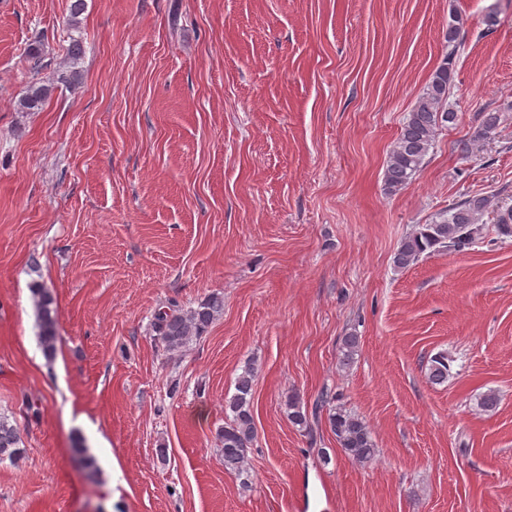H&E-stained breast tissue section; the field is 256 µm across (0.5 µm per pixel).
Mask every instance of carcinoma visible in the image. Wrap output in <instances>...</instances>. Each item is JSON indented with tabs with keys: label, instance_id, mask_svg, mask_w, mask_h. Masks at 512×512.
<instances>
[{
	"label": "carcinoma",
	"instance_id": "1",
	"mask_svg": "<svg viewBox=\"0 0 512 512\" xmlns=\"http://www.w3.org/2000/svg\"><path fill=\"white\" fill-rule=\"evenodd\" d=\"M462 19L452 16L448 22L446 39L450 52L435 70L430 81L408 112L399 136L389 153L384 186L389 194H396L408 185L421 171L436 137L445 127L456 123L457 112L447 107L448 86L453 80V57L461 45ZM84 53L82 44L74 40L67 48L69 65L60 70L57 83L74 86L79 83L80 71L76 68ZM54 86L35 82L26 88L18 100L20 109L35 111L50 98ZM501 116L496 110L480 112V125L474 130L469 145L483 143L496 134ZM492 207L489 196H472L459 200L452 207L439 213L428 224H419L400 243L394 255V265L405 269L425 257L442 251H464L472 247L484 231L482 217ZM495 232L502 237H512V207L497 209ZM35 309L44 354L51 358L56 351L58 321L56 298L53 292L39 281L29 286ZM224 299L211 294L197 306L187 310H158L154 315L157 339L168 353H182L191 343L202 336L209 326L223 313ZM450 364L448 355L439 353L432 357L428 377L434 384L448 380ZM254 368L249 367L238 377L235 393L224 403V426L217 433L224 456V470L243 478L248 484L249 451L254 439L252 382ZM288 419L296 426H306L309 418H316L325 411L327 421L336 442L343 453L358 463H367L376 455L372 433L366 422L348 409L337 397L321 394L312 411L303 409L299 398L288 397ZM16 424L0 415V460L16 462L24 449ZM75 452L88 479H95L100 472L96 457L77 441Z\"/></svg>",
	"mask_w": 512,
	"mask_h": 512
}]
</instances>
